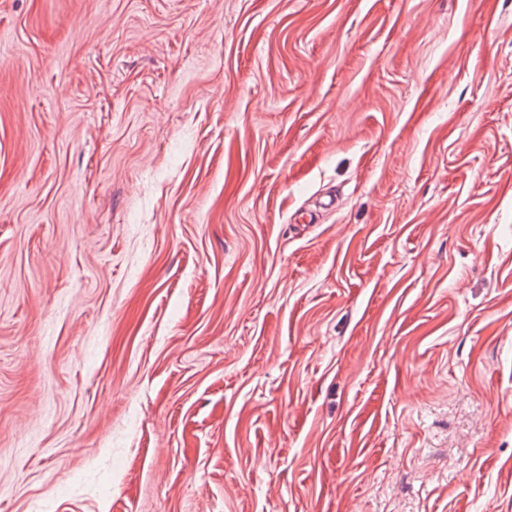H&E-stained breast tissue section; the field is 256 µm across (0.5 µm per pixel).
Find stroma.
<instances>
[{
    "label": "stroma",
    "mask_w": 512,
    "mask_h": 512,
    "mask_svg": "<svg viewBox=\"0 0 512 512\" xmlns=\"http://www.w3.org/2000/svg\"><path fill=\"white\" fill-rule=\"evenodd\" d=\"M0 512H512V0H0Z\"/></svg>",
    "instance_id": "1"
}]
</instances>
